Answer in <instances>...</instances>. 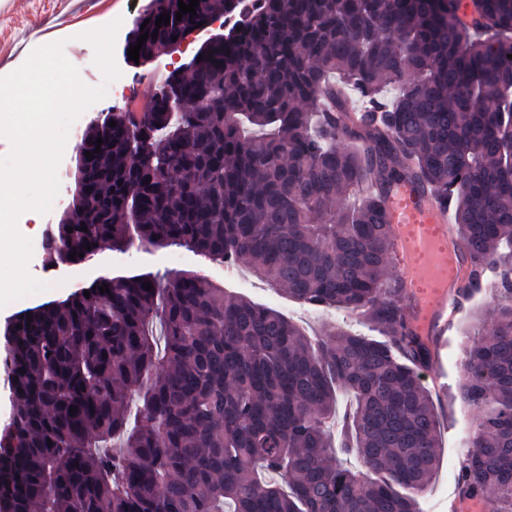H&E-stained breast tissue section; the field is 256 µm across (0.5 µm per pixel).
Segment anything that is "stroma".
<instances>
[{
	"mask_svg": "<svg viewBox=\"0 0 512 512\" xmlns=\"http://www.w3.org/2000/svg\"><path fill=\"white\" fill-rule=\"evenodd\" d=\"M81 0H9L8 10H0V73L17 70L26 60L21 45L26 36L36 35L46 40L65 41L71 58L82 63L84 70L96 72L94 50L81 40V33L122 19L125 26H132L151 0H89V9H82ZM124 41L115 43V60L121 71L137 84L142 97H150L161 85L159 65L169 61L183 64L189 53L169 52L151 61L138 64L128 60ZM49 218H42L31 239L36 246L28 263L29 273L38 280L49 283V290L32 294L0 308V327L16 312L49 300H62L87 286L93 279L116 271L147 269L153 272L165 270H192L208 276L226 291L243 295L256 303L277 309L303 327L308 333L318 332L331 324L355 333L368 332L367 323L345 310H317L288 298L282 291L269 287L252 275H239L236 269L218 264L208 257L186 250L169 247L143 250L131 248L125 252L103 250L92 261L78 266H49L44 251L38 248L50 229ZM488 299L487 293L472 296L457 315L448 334V349L444 353L440 369L445 387L433 393L436 407L447 410V420L440 437V464L427 492L420 499L423 512H448V500L455 492L456 474L463 457L470 428L472 412L457 396V385L462 378V344L475 323L477 311Z\"/></svg>",
	"mask_w": 512,
	"mask_h": 512,
	"instance_id": "35a3bbf8",
	"label": "stroma"
}]
</instances>
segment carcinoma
<instances>
[{
    "label": "carcinoma",
    "instance_id": "obj_1",
    "mask_svg": "<svg viewBox=\"0 0 512 512\" xmlns=\"http://www.w3.org/2000/svg\"><path fill=\"white\" fill-rule=\"evenodd\" d=\"M181 1L153 0L125 48L158 32L148 61L242 4L199 0L177 21ZM459 7L258 0L148 111L85 129L51 264L178 246L246 262L379 338L332 327L312 340L194 271L117 272L24 309L0 335V512H419L440 461L419 374L431 355L385 273L386 199L406 181L453 210L464 289L498 279L464 348L458 395L476 418L456 487L512 512V0H476L467 25ZM340 388L355 404L338 418ZM335 418L338 451L366 471L338 462Z\"/></svg>",
    "mask_w": 512,
    "mask_h": 512
}]
</instances>
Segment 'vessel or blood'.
<instances>
[{
	"label": "vessel or blood",
	"mask_w": 512,
	"mask_h": 512,
	"mask_svg": "<svg viewBox=\"0 0 512 512\" xmlns=\"http://www.w3.org/2000/svg\"><path fill=\"white\" fill-rule=\"evenodd\" d=\"M387 207L393 268L406 286V318L431 353H439L448 324L461 309L458 290L469 267L467 250L455 238L445 207L413 184L395 188Z\"/></svg>",
	"instance_id": "b4317fda"
}]
</instances>
